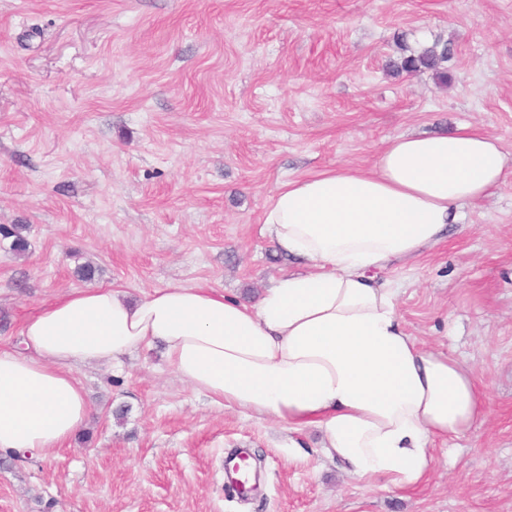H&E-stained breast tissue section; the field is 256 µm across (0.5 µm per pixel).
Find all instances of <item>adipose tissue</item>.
Returning a JSON list of instances; mask_svg holds the SVG:
<instances>
[{"label": "adipose tissue", "mask_w": 512, "mask_h": 512, "mask_svg": "<svg viewBox=\"0 0 512 512\" xmlns=\"http://www.w3.org/2000/svg\"><path fill=\"white\" fill-rule=\"evenodd\" d=\"M510 177L512 154L476 130L401 134L369 169L281 185L263 231L305 270L255 303L201 285L135 300L101 287L53 301L23 321L22 350L0 351V451L57 453L90 410L72 368L158 344L197 394L316 429L322 454L347 472L418 488L436 441L479 422L486 398L456 359L405 331L396 289L374 274L442 242L465 202Z\"/></svg>", "instance_id": "ef3b65f1"}]
</instances>
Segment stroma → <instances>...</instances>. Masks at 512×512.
I'll return each mask as SVG.
<instances>
[{
    "instance_id": "35a3bbf8",
    "label": "stroma",
    "mask_w": 512,
    "mask_h": 512,
    "mask_svg": "<svg viewBox=\"0 0 512 512\" xmlns=\"http://www.w3.org/2000/svg\"><path fill=\"white\" fill-rule=\"evenodd\" d=\"M445 44L450 79L390 61ZM469 126L512 153V0H0V350L57 297L205 285L257 300L302 271L263 233L280 184ZM92 263V280L76 273ZM397 310L487 413L400 491L196 394L160 346L75 369L88 419L56 455L0 456V512H512V178L394 261ZM247 449L256 488L224 463Z\"/></svg>"
}]
</instances>
